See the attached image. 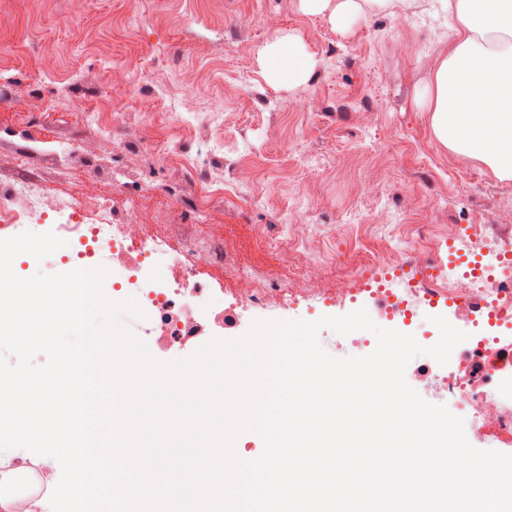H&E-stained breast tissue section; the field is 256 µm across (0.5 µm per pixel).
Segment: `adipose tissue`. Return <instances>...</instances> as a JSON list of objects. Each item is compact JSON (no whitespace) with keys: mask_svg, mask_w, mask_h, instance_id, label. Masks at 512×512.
<instances>
[{"mask_svg":"<svg viewBox=\"0 0 512 512\" xmlns=\"http://www.w3.org/2000/svg\"><path fill=\"white\" fill-rule=\"evenodd\" d=\"M457 25L447 53L434 58L425 106L436 141L512 180V0H446ZM278 84L307 79L312 63L296 38L273 53Z\"/></svg>","mask_w":512,"mask_h":512,"instance_id":"obj_1","label":"adipose tissue"}]
</instances>
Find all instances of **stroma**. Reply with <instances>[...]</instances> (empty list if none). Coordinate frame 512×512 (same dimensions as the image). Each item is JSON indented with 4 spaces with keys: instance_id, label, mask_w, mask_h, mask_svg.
<instances>
[{
    "instance_id": "stroma-1",
    "label": "stroma",
    "mask_w": 512,
    "mask_h": 512,
    "mask_svg": "<svg viewBox=\"0 0 512 512\" xmlns=\"http://www.w3.org/2000/svg\"><path fill=\"white\" fill-rule=\"evenodd\" d=\"M289 34L313 60L309 79L290 86L265 69L270 45ZM435 35L433 25L392 8L339 27L331 10L306 12L302 0H46L38 13L31 0H0V65L8 71L0 76V180L11 176L18 153L40 142L33 175L59 196L96 203L113 186V164L136 176L154 167L147 156L115 155L117 139L139 138L142 102L199 80L204 99H183L180 116L194 147L211 150L199 176L223 182L224 199L177 218L166 193H138L131 221L146 238L224 236L268 285L277 283L284 256L260 231L279 233L294 217L316 255L351 252L363 224L379 241L397 224L423 236L448 224L512 236L500 221L512 180L449 152L432 134L420 94L432 57L448 48ZM112 70L125 75L116 96L128 103L117 138L92 117L50 106L72 87L94 95ZM12 76L43 93L29 105L40 123L20 136L5 132L17 120L8 102ZM296 100L303 111L291 110ZM68 140L94 155L103 174L60 163ZM307 166L319 171L311 187L297 178ZM460 183L467 192L452 196Z\"/></svg>"
}]
</instances>
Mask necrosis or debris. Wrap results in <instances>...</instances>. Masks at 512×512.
<instances>
[{
  "mask_svg": "<svg viewBox=\"0 0 512 512\" xmlns=\"http://www.w3.org/2000/svg\"><path fill=\"white\" fill-rule=\"evenodd\" d=\"M66 111L92 112L101 131L112 133L122 123V108L110 93L100 92L95 101L86 95H63ZM177 97H170L165 113L155 116L146 107V124L139 140L123 143L119 154L142 152L152 155L164 167L187 170L190 179L174 185L169 193L176 203L186 204L204 213L212 198L223 194V187L196 180L200 169L189 153H169L167 135L179 133L183 122L177 121ZM31 157L20 153L16 178L0 186V232L20 225H43L59 233L67 245L53 255L56 269L69 271L73 265L92 267L110 258L112 270L103 281L105 296L113 301L135 299L143 318L123 315V326L138 340L157 348L186 345L199 338L220 339L224 328L237 315L255 309L281 311L304 308L310 320L336 313L341 291L328 287L325 280H312L311 261L301 249L299 238L269 239V246L285 255L287 284L269 287L257 281L238 262L224 238L210 239L205 246L184 240L148 241L129 222L128 185L115 180L110 194L96 206L78 199H64L51 194L42 182L29 176ZM403 251L376 244L349 260L351 273L383 260L394 270L414 266L428 278L429 288L406 289L392 293L393 308L376 318L377 326L414 335L419 344L434 345L438 328L424 309L426 295L447 298L452 307L472 310L463 349L453 350L447 365L419 356L429 368L428 400L443 404L463 418L466 434H482L498 439L512 437V291L505 286L512 279V269L501 261L512 253V242L486 247V230L481 224H452L447 233L414 236L408 227H400ZM482 249L477 270L460 276L445 271L438 259L441 246ZM223 264L235 281L233 288L217 293L200 279L203 267Z\"/></svg>",
  "mask_w": 512,
  "mask_h": 512,
  "instance_id": "obj_1",
  "label": "necrosis or debris"
}]
</instances>
